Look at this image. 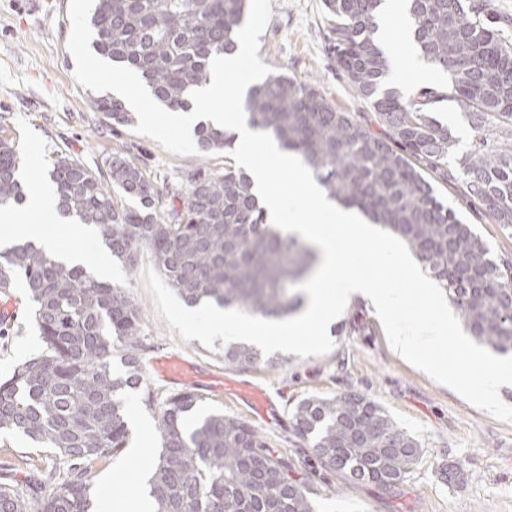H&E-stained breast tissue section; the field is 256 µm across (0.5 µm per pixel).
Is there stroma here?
I'll return each instance as SVG.
<instances>
[{
    "mask_svg": "<svg viewBox=\"0 0 512 512\" xmlns=\"http://www.w3.org/2000/svg\"><path fill=\"white\" fill-rule=\"evenodd\" d=\"M270 6L272 15L260 37L261 61L275 73L312 82L338 109L364 111V104L336 74L322 0H270ZM68 10L69 0H0V135L18 145L28 189L43 184L42 174L57 155L77 158L97 169L117 147L139 160L165 195L185 193L186 177L192 172L223 169V153L206 159L179 156L132 128L112 132L94 105L96 91L74 79L75 63L67 49ZM439 194L463 222L474 225L492 250L512 249V239L477 217L456 190L443 186ZM152 262L150 252L143 249L134 264L112 262L108 273L139 310L143 387L161 398L181 386L191 389L201 399V412L221 410L252 425L300 473L310 470V451L295 436L289 409L312 395L361 393L381 404L399 427L420 441L424 456L399 497L334 477L315 483L318 512H512V423L474 407L406 362L389 345L371 307L356 302L345 308L339 318L344 328L333 335L334 346L324 356L303 358L281 352L273 369L262 362L228 367L223 351H211L196 339L183 341L178 330L170 329L158 316L141 278ZM1 304L9 306L12 314L0 320V380L42 346L23 284L0 290ZM168 357L193 367V376L178 385L156 375L153 362ZM251 394L267 398L265 413H256L246 404ZM126 402L125 448L92 463L87 472L93 497H111L119 503V512H131V489L140 467L133 449L160 446L157 408L143 403L140 390L128 392ZM143 419L149 421V429L140 428ZM446 461L462 468L464 480L449 484L441 479L438 465ZM55 464L49 451L26 437L0 434L1 482L25 488Z\"/></svg>",
    "mask_w": 512,
    "mask_h": 512,
    "instance_id": "obj_1",
    "label": "stroma"
}]
</instances>
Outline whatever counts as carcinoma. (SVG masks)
Returning <instances> with one entry per match:
<instances>
[{"label": "carcinoma", "instance_id": "1", "mask_svg": "<svg viewBox=\"0 0 512 512\" xmlns=\"http://www.w3.org/2000/svg\"><path fill=\"white\" fill-rule=\"evenodd\" d=\"M249 0H93L88 23L95 52L140 73L153 99L190 109L191 91L211 79V61L234 54ZM383 0H323L336 75L368 112L330 105L312 83L271 75L249 89L250 123L313 172L330 197L357 208L400 238L444 290L462 326L497 353H512V250L487 242L439 197L452 185L512 238V41L493 26L494 0H408L407 30L420 56L447 76L406 99L388 86L390 57L375 37ZM452 102L478 133L450 162L452 132L434 117ZM117 131L134 123L125 100H95ZM198 153L232 148L234 134L198 122ZM15 143L0 138V207L27 200ZM106 171L59 155L47 171L59 214L96 229L112 257L134 261L147 247L187 304L211 302L268 318L303 305L296 285L316 270L315 250L267 223L249 175H188L180 207H167L137 163L112 151ZM25 282L42 336L40 352L0 382V430L19 433L75 471L126 445L120 395L141 380L140 317L124 288L74 271L29 242L0 251V288ZM121 354L125 377L112 371ZM260 353L224 346V363L244 367ZM185 389L159 406L161 450L149 481L153 512H315L313 475L294 477L252 426L214 411L196 413ZM295 434L310 443L320 470L395 495L423 448L377 402L358 392L310 396L291 409ZM27 495L0 482V512H90V485L50 470Z\"/></svg>", "mask_w": 512, "mask_h": 512}]
</instances>
